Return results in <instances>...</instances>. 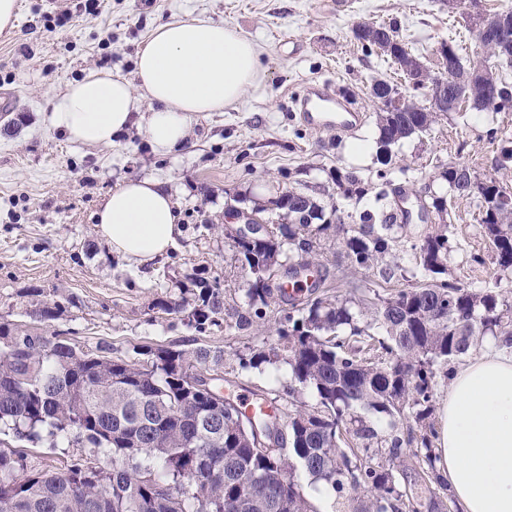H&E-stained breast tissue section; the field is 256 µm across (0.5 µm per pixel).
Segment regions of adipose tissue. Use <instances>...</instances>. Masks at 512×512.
Listing matches in <instances>:
<instances>
[{"label": "adipose tissue", "mask_w": 512, "mask_h": 512, "mask_svg": "<svg viewBox=\"0 0 512 512\" xmlns=\"http://www.w3.org/2000/svg\"><path fill=\"white\" fill-rule=\"evenodd\" d=\"M262 73L258 45L204 16L158 25L135 60V77L91 70L50 103L48 121L71 143L108 145L142 123L153 149L166 153L188 135L194 116L239 101ZM149 111H141L142 102ZM96 231L140 266L180 234L161 183L128 180L96 212ZM437 466L462 512H512V353L489 346L451 376L440 412Z\"/></svg>", "instance_id": "1"}]
</instances>
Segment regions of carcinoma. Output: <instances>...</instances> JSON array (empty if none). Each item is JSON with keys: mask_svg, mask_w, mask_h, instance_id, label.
Returning <instances> with one entry per match:
<instances>
[{"mask_svg": "<svg viewBox=\"0 0 512 512\" xmlns=\"http://www.w3.org/2000/svg\"><path fill=\"white\" fill-rule=\"evenodd\" d=\"M491 64L485 77L470 79L462 46L441 42L439 71L424 68L401 42L387 51L379 36H397L393 23H360L354 36L422 81L448 84V107L437 112L408 96L405 112L375 115L376 176L390 183L393 149L432 131L440 117L459 111L463 98L484 112H512V41L473 29ZM446 191L429 196L438 223L413 235L364 210L359 224H332L314 196L288 190L253 207L284 212L288 223L272 235L232 239L241 265L247 313L235 327L269 322L280 303L288 312L274 319V346L253 348L238 367L263 375L288 365L283 390L293 409L273 416L246 415L221 394L224 349L209 345L157 347L114 356L107 345L85 351L57 336L22 330L0 321V426L17 441L67 442L64 465L49 468L25 449L0 447V512H317L304 492L312 477L340 499L342 512H422L433 501L410 495L404 449L415 448L424 486L445 491L433 448L436 378L491 338L512 337V303L495 288L466 287L448 276L454 239L448 218L457 198L471 199L494 263L512 272V187L495 174L480 176L450 164L439 173ZM337 194L362 200L367 189L355 172L336 169ZM334 238L348 265L327 281L319 263L323 242ZM415 265L398 262L403 246ZM292 276L295 293L281 291ZM394 281L391 292L379 281ZM186 324L198 332L224 320L220 289L191 280ZM60 304H37L28 315L42 325L58 319ZM315 394L308 408L297 402ZM380 455L384 461H375Z\"/></svg>", "mask_w": 512, "mask_h": 512, "instance_id": "carcinoma-1", "label": "carcinoma"}]
</instances>
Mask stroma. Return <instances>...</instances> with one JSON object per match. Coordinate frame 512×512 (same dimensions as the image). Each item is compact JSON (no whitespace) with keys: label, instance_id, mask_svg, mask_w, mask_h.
Segmentation results:
<instances>
[{"label":"stroma","instance_id":"35a3bbf8","mask_svg":"<svg viewBox=\"0 0 512 512\" xmlns=\"http://www.w3.org/2000/svg\"><path fill=\"white\" fill-rule=\"evenodd\" d=\"M76 0H17L12 29L0 33V93L13 107L0 116V317L44 335L66 334L87 349L110 345L120 355L133 350L198 343L224 350L232 395L281 385L265 376L237 372L239 354L271 344L265 328L231 323L244 313L247 276L225 235L227 211L236 199L247 206L276 193L309 191L340 217L363 207L336 195L337 169L354 170L369 184L376 177V107L370 84L385 79L408 91L395 65L364 55L353 30L361 22H393L429 70L448 37L460 41L468 64L485 60L481 44L461 18L449 16L442 0H348L331 9L328 0H103L96 16H74L63 33L44 27V12L74 7ZM203 14L235 26L261 50L259 85L221 112L193 118L187 143L154 152L141 127L128 129L108 146L71 144L48 121L51 99L91 69L135 73L140 44L161 23ZM328 81L360 107L364 122L354 136L302 125L294 113L305 87ZM504 140L485 137L489 127ZM368 142L363 158L354 141ZM512 147V112L491 114L466 107L439 121L429 135L396 147V188L425 199L439 191L442 165L453 163L483 174L498 172L512 186V168L497 170L502 147ZM151 177L171 191L181 234L152 262L131 266L96 232L101 199L128 179ZM456 246L448 260L451 277L464 285H489L512 299V274H498L492 249L481 235L472 203L455 200ZM205 277L224 293L225 327L199 333L182 314L153 309L155 298L181 301V284ZM41 296H31V289ZM63 301L61 316L45 327L25 316L37 302Z\"/></svg>","mask_w":512,"mask_h":512}]
</instances>
